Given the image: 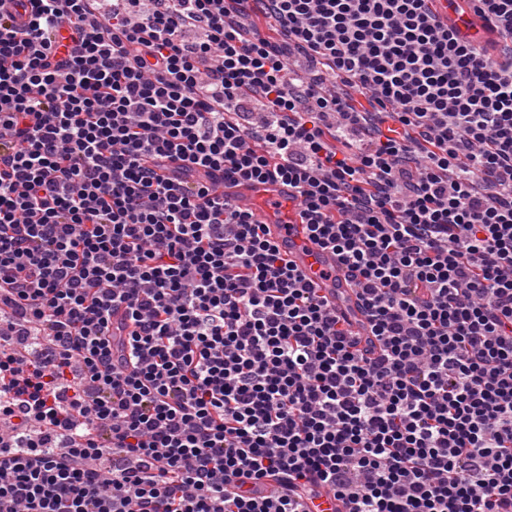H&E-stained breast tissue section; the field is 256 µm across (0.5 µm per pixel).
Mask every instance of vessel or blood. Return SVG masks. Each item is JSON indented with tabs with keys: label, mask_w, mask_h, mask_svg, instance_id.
Segmentation results:
<instances>
[{
	"label": "vessel or blood",
	"mask_w": 512,
	"mask_h": 512,
	"mask_svg": "<svg viewBox=\"0 0 512 512\" xmlns=\"http://www.w3.org/2000/svg\"><path fill=\"white\" fill-rule=\"evenodd\" d=\"M236 202L258 215L270 239L321 294L335 302L338 313L355 326L358 334L366 335L367 314L350 285L346 267L333 252L309 238L287 189L277 183L247 182L239 187Z\"/></svg>",
	"instance_id": "b4317fda"
}]
</instances>
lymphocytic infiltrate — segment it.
I'll return each mask as SVG.
<instances>
[{"label":"lymphocytic infiltrate","instance_id":"1","mask_svg":"<svg viewBox=\"0 0 512 512\" xmlns=\"http://www.w3.org/2000/svg\"><path fill=\"white\" fill-rule=\"evenodd\" d=\"M448 7L0 0V512H512V0ZM236 190V203L258 215L267 225L269 238L307 275L315 288H320L321 294L336 302L338 313L355 326L359 336H366L367 314L350 285L346 267L333 252L309 238L294 203L288 200V190L278 183L252 182ZM270 199L276 201L275 205L267 204Z\"/></svg>","mask_w":512,"mask_h":512}]
</instances>
